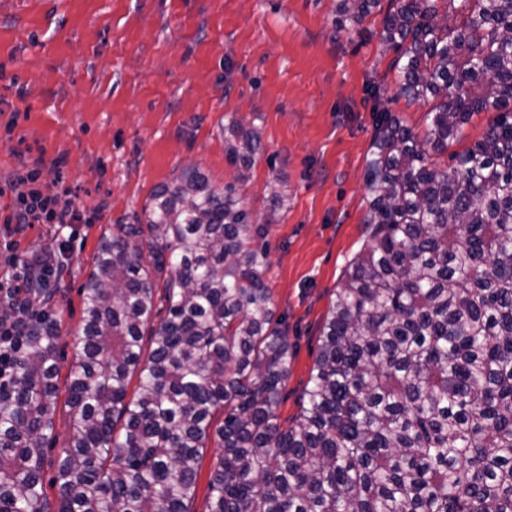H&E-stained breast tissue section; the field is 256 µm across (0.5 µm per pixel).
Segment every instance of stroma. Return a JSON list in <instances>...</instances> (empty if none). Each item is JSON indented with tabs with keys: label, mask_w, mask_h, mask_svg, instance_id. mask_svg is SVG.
<instances>
[{
	"label": "stroma",
	"mask_w": 512,
	"mask_h": 512,
	"mask_svg": "<svg viewBox=\"0 0 512 512\" xmlns=\"http://www.w3.org/2000/svg\"><path fill=\"white\" fill-rule=\"evenodd\" d=\"M381 19L340 29L336 0H0V181L28 151L43 160L41 182L92 218L74 227L50 304L65 360L102 235L134 223L184 168L217 188L237 177L224 146L236 126L261 139L242 192L263 225L265 277L294 345L278 415L299 414L332 294L370 241L374 97L417 135L427 129V105L397 97L383 78L395 53L381 42ZM277 176L288 202L273 215L266 186ZM54 435L43 469L51 512L67 411Z\"/></svg>",
	"instance_id": "1"
}]
</instances>
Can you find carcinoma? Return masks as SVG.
<instances>
[{
  "mask_svg": "<svg viewBox=\"0 0 512 512\" xmlns=\"http://www.w3.org/2000/svg\"><path fill=\"white\" fill-rule=\"evenodd\" d=\"M377 10L336 0L344 29ZM380 39L430 123L421 141L374 99L371 242L336 291L299 416L277 414L293 345L245 175L217 189L184 170L102 238L82 287L58 512H188L212 439L209 512H512V0H390ZM480 112L494 113L481 137L438 168ZM233 137L247 171L259 135ZM160 282L167 315L150 327ZM59 335L37 327L0 391V512H48Z\"/></svg>",
  "mask_w": 512,
  "mask_h": 512,
  "instance_id": "obj_1",
  "label": "carcinoma"
}]
</instances>
